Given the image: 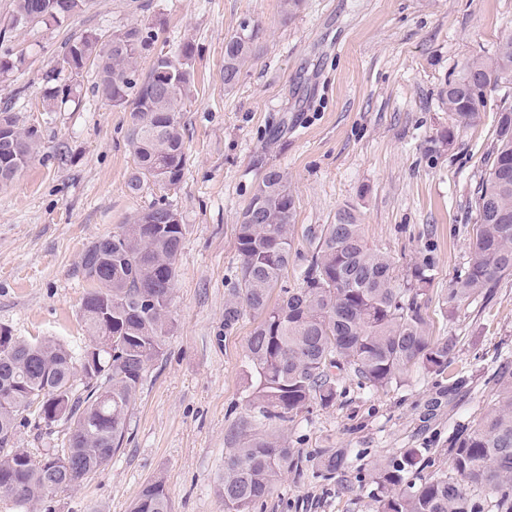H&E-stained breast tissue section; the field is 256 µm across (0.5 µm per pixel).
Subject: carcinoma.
Returning a JSON list of instances; mask_svg holds the SVG:
<instances>
[{
	"instance_id": "cac0c4a2",
	"label": "carcinoma",
	"mask_w": 512,
	"mask_h": 512,
	"mask_svg": "<svg viewBox=\"0 0 512 512\" xmlns=\"http://www.w3.org/2000/svg\"><path fill=\"white\" fill-rule=\"evenodd\" d=\"M89 0H14V22H60L84 11ZM121 47L105 50L87 33L66 44L63 71L75 78L87 63L97 72V92L114 106H131L129 142L135 167L128 187H174L183 177L186 144L181 112L191 92L192 44L176 54L156 52L148 71L138 59L152 48L151 34L131 27L113 32ZM248 41L231 34L224 42V83L237 80L252 52ZM44 95L48 110L69 101L76 86L53 71ZM512 85V36L491 57H476L444 90L454 126L474 121L500 87ZM41 147L38 130L19 124L11 108L0 109V182L21 172ZM295 199L288 176L264 170L243 211L236 237L241 264L224 304V328L250 314L254 327L245 361L251 414L239 423L237 438L224 457L219 493L224 512H253L282 473L294 464L292 449L271 430L293 418L311 400L325 407L336 400L334 369L346 368L360 384L383 389L401 380L413 365L442 372L456 338L429 336L423 296L431 276L429 263L415 264L406 276L394 275L390 257L368 245L360 225L347 212L326 224L298 288H285L277 304L270 296L292 253L289 225ZM467 266L450 289L456 308L491 293L512 275V105L499 107L496 137L488 169L474 199ZM171 204L161 200L141 211L131 224L94 242L79 266L91 289L82 302L89 343L112 336V352L101 362L112 376L95 379L81 372V354L53 337L25 340L0 330V389H13V403H0V495L20 512H35L48 496L81 485L121 449L127 415L149 363L162 350L173 326L171 302L176 261L185 225L170 223ZM497 397L490 408L462 430L450 450L451 472L409 479L418 464L409 450L397 461L374 467L383 489L379 512H486L487 492L498 512H512V370L495 376ZM38 404L34 420L65 425L60 448L37 460L23 448H10L17 425L29 422L19 408ZM162 483L144 486L130 512H170Z\"/></svg>"
}]
</instances>
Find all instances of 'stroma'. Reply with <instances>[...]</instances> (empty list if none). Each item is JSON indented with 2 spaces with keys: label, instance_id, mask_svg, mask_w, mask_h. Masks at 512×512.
Wrapping results in <instances>:
<instances>
[{
  "label": "stroma",
  "instance_id": "obj_1",
  "mask_svg": "<svg viewBox=\"0 0 512 512\" xmlns=\"http://www.w3.org/2000/svg\"><path fill=\"white\" fill-rule=\"evenodd\" d=\"M12 9L13 0H0V53L21 62L0 77V108L38 129L42 148L0 184V327L83 345L88 284L78 266L87 247L160 199L186 226L174 326L147 367L122 448L80 487L49 497L51 512H129L154 481L171 512H224L217 484L230 431L249 414L244 355L254 325L247 315L225 329L224 302L240 267L237 225L271 166L287 173L295 197L283 288L300 286L324 225L352 212L398 275L431 263L428 331L456 336L457 348L445 373L416 366L379 390L347 374L333 406L303 408L282 427L301 468L283 473L256 512H378L371 472L410 448L430 469L448 470L452 436L493 404L492 378L512 355V276L489 298L446 313L466 267L499 103L459 128L443 91L467 61L512 35V0H305L291 19L281 0H90L50 25L13 24ZM245 21L259 38L228 86L224 41ZM133 26L153 34L154 51L194 47L183 178L137 194L127 186L130 109L98 97L94 69L82 70L75 101L61 110L42 99L69 40ZM452 377L465 380L453 394ZM335 452L345 468L319 477Z\"/></svg>",
  "mask_w": 512,
  "mask_h": 512
}]
</instances>
